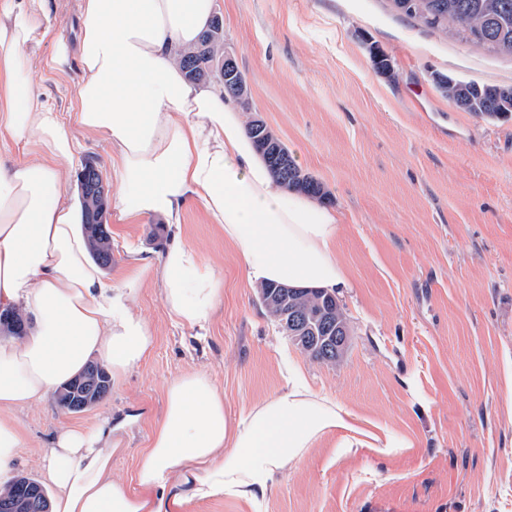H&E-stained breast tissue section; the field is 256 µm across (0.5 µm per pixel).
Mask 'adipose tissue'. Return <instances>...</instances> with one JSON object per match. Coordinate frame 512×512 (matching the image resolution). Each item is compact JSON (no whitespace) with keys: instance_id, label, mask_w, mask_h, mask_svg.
I'll use <instances>...</instances> for the list:
<instances>
[{"instance_id":"1","label":"adipose tissue","mask_w":512,"mask_h":512,"mask_svg":"<svg viewBox=\"0 0 512 512\" xmlns=\"http://www.w3.org/2000/svg\"><path fill=\"white\" fill-rule=\"evenodd\" d=\"M215 0H78L81 77L59 112L28 77L33 62L64 72L69 56L45 0H0V308L20 310L27 334L0 338V486L14 476L24 436L4 412L43 398L98 356L113 378L154 345L128 302L136 279L112 284L90 259L77 217L63 202L60 172L78 143L71 127L103 138L119 186L112 211L122 224L154 216L179 223L198 201L235 248L247 283L275 282L338 292L352 285L336 253V211L282 190L222 86L185 77L178 57L206 29ZM48 56H41L44 47ZM170 315L202 325L221 300V277L174 240L159 260L138 259ZM135 411L91 427L57 430L43 468L51 512H189L226 498L253 505L289 463L336 432L348 448L387 452L377 427L315 393L304 378L233 415L211 378L191 371L166 386L164 407L129 488L112 476Z\"/></svg>"}]
</instances>
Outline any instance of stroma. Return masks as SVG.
Returning <instances> with one entry per match:
<instances>
[{"mask_svg": "<svg viewBox=\"0 0 512 512\" xmlns=\"http://www.w3.org/2000/svg\"><path fill=\"white\" fill-rule=\"evenodd\" d=\"M215 10L248 85L245 120L267 124L343 215L349 347L333 365L299 349L199 203L177 226L110 221L114 283L132 272V251L158 258L178 234L222 274V302L199 334L143 281L128 307L150 324L152 350L85 411L63 412L52 395L11 410L25 436L18 475L41 478L58 427L143 408L127 454L112 462L113 477L134 486L172 378L206 373L234 414L283 390L293 362L314 392L381 427L395 450L346 451L336 433L289 464L259 510L214 499L190 512H512V114L463 111L439 87L446 76L510 87L512 56L427 29L390 0H215ZM376 52L390 73L374 67ZM79 75L74 60L30 78L64 113ZM72 133L80 148L63 199L77 208L84 163L107 182L112 169L102 140Z\"/></svg>", "mask_w": 512, "mask_h": 512, "instance_id": "35a3bbf8", "label": "stroma"}]
</instances>
